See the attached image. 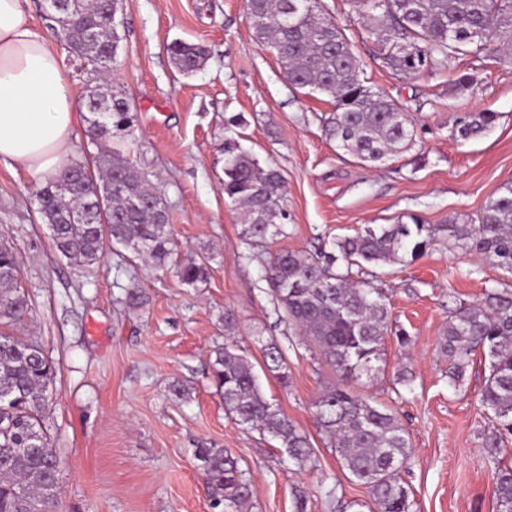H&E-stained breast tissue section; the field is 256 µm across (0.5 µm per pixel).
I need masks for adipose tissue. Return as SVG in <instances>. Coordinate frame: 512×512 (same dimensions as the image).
<instances>
[{"mask_svg": "<svg viewBox=\"0 0 512 512\" xmlns=\"http://www.w3.org/2000/svg\"><path fill=\"white\" fill-rule=\"evenodd\" d=\"M74 90L52 43L21 0H0V161L44 181L74 148Z\"/></svg>", "mask_w": 512, "mask_h": 512, "instance_id": "ef3b65f1", "label": "adipose tissue"}]
</instances>
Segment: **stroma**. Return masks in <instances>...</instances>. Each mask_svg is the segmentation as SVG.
<instances>
[{
    "instance_id": "obj_1",
    "label": "stroma",
    "mask_w": 512,
    "mask_h": 512,
    "mask_svg": "<svg viewBox=\"0 0 512 512\" xmlns=\"http://www.w3.org/2000/svg\"><path fill=\"white\" fill-rule=\"evenodd\" d=\"M320 5L344 29L364 78L410 117L415 142L399 158L363 166L337 149L323 131L331 98L291 87L275 52L255 37L246 0L119 2L122 41L111 85L127 100L134 125L94 141L90 115L81 113L72 156L120 150L147 174L168 209L173 260L204 249L212 256L202 287L123 250H106L90 271L70 263L38 213L40 182L0 163V241L20 257L19 283L33 306L23 336L38 342L53 370L45 425L63 463L58 512H212L194 456L199 448L239 458L251 482V512H295L298 491L307 512H359L369 503L368 488L342 468L314 418L312 404L333 375L280 319L264 265L270 252H312L369 224L476 217L512 186V60L491 46L480 57L449 60L442 72L406 78L383 67L353 0ZM23 6L35 30L63 52L76 98L85 102L97 85L93 73L65 55L42 0ZM178 41L206 48L201 70L176 68L170 47ZM459 73L473 74L475 85L457 89ZM483 111L497 115L492 130L456 142V122ZM228 137L284 181L287 234L268 247L242 240L241 217L224 196ZM376 273L394 332L352 387L396 410L409 434L410 468L402 475L409 512H497L496 470L482 450L489 420L478 401L489 368L474 356L464 385L454 386L440 341L454 303L475 305L489 289L512 290V274L449 248L444 238ZM133 288L144 300L137 308L125 301ZM228 312L235 316L230 332ZM399 329L410 335V348L399 345ZM270 338L286 356L287 383L265 367L261 346ZM227 342L252 362L265 397L307 435L310 461L295 463L280 441L225 411L210 363ZM399 372L411 377V393H395ZM176 382L184 396L171 393Z\"/></svg>"
}]
</instances>
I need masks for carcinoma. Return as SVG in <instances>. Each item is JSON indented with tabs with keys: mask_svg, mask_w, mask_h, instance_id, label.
<instances>
[{
	"mask_svg": "<svg viewBox=\"0 0 512 512\" xmlns=\"http://www.w3.org/2000/svg\"><path fill=\"white\" fill-rule=\"evenodd\" d=\"M56 13L64 41L78 61L98 74L112 70L120 38L108 22L104 0H61ZM372 21L384 67L412 76L445 69L448 59L478 56L487 32L512 58V0H355ZM256 37L288 64L296 90L327 94L334 111L324 119L336 147L363 163H381L411 147L412 122L403 108L366 84L362 68L339 25L318 10V0H248ZM171 53L179 71L191 74L206 60L203 46L179 41ZM101 101L104 115L88 107L99 139L129 128L126 100L103 82L88 101ZM497 119L494 112L469 114L454 127L460 142L478 138ZM106 193L105 215L95 209V189ZM224 196L241 211L242 237L262 245L286 235L281 174L263 167L234 138L224 139ZM39 213L57 251L80 267L91 268L105 248L122 247L165 266L173 253L169 215L160 194L118 152L93 161L73 160L47 179L38 192ZM448 236V247L479 256L512 273V186L488 199L475 224H387L366 226L355 236L337 237L332 251L277 252L265 266V281L277 309L296 327L303 343L319 353L337 381L313 403L315 418L342 467L364 484L377 512H409V491L401 472L410 465L408 433L390 408L355 394L349 383L380 359L390 327L387 296L352 268L417 256ZM342 262L346 271L336 270ZM209 256L176 264L182 283L193 288L209 276ZM20 267L10 246L0 243V323L18 325L32 305L18 285ZM265 366L288 382L286 359L277 343L262 345ZM448 377L461 386L475 354L489 361L479 402L492 426L483 435L485 457L497 470L494 496L499 512H512V466L503 465L512 438V292L491 289L480 305H459L450 315L441 342ZM212 379L224 408L241 425L282 442L288 456L303 463L310 453L280 408L263 394L253 365L234 344L213 350ZM52 369L41 346L7 333L0 335V512H53L61 489L62 461L44 419ZM198 470L215 512H242L252 497L238 458L224 448L195 450Z\"/></svg>",
	"mask_w": 512,
	"mask_h": 512,
	"instance_id": "1",
	"label": "carcinoma"
}]
</instances>
